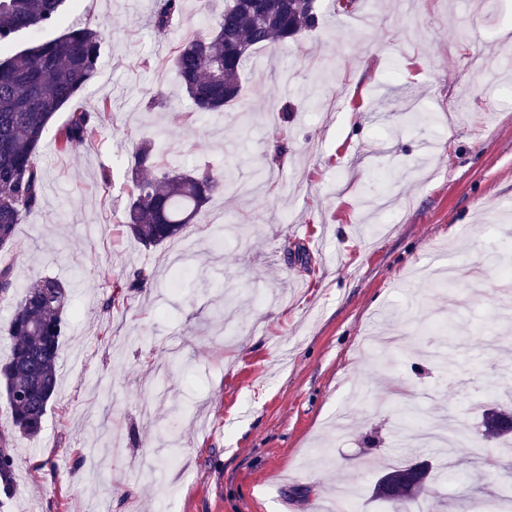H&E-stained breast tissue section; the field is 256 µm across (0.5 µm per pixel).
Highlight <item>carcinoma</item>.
Here are the masks:
<instances>
[{
    "label": "carcinoma",
    "instance_id": "carcinoma-1",
    "mask_svg": "<svg viewBox=\"0 0 512 512\" xmlns=\"http://www.w3.org/2000/svg\"><path fill=\"white\" fill-rule=\"evenodd\" d=\"M66 0H0V48L15 34L38 31L59 20ZM183 0H155L150 23L161 36L170 31ZM336 17V2L319 0H224V13L204 34L183 41L172 58L182 93L193 112H222L241 93V73L253 50L298 41ZM104 32L71 29L0 61V249L9 246L16 228L37 209L43 176L37 153L55 114L88 85L98 67ZM101 127L90 112L77 108L56 133L58 148L71 152L95 142ZM161 148L147 140L131 156L132 189L125 209L127 233L146 246H159L183 234L216 195L237 191L234 174L185 172L166 167ZM68 289L56 277L32 284L9 325L14 344L0 365V388L12 412L14 431L30 438L43 428L56 394V366L65 335ZM512 436V409L484 410L481 430L469 437L499 440ZM0 437V478L9 481L13 458ZM425 464L388 467L376 481L372 498L401 512L403 505L432 497ZM474 512H512V490L475 498Z\"/></svg>",
    "mask_w": 512,
    "mask_h": 512
}]
</instances>
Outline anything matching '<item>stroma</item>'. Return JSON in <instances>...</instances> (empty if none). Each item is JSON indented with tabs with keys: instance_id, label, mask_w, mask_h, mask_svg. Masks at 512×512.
<instances>
[{
	"instance_id": "stroma-1",
	"label": "stroma",
	"mask_w": 512,
	"mask_h": 512,
	"mask_svg": "<svg viewBox=\"0 0 512 512\" xmlns=\"http://www.w3.org/2000/svg\"><path fill=\"white\" fill-rule=\"evenodd\" d=\"M223 7L184 0L161 38L154 0H66L59 24L0 51L73 24L104 33L74 101L102 136L59 152L69 113L55 115L41 204L0 251L15 278L0 363L26 289L53 276L70 291L57 394L40 435L11 441L0 512H321L339 483L377 512L381 471L438 453L399 433V409L476 429L512 399V0H354L256 50L240 99L190 123L170 56ZM146 139L185 171L265 175L147 248L123 225ZM138 270L153 287L107 307ZM453 461L437 483L449 512L512 479L493 440Z\"/></svg>"
}]
</instances>
